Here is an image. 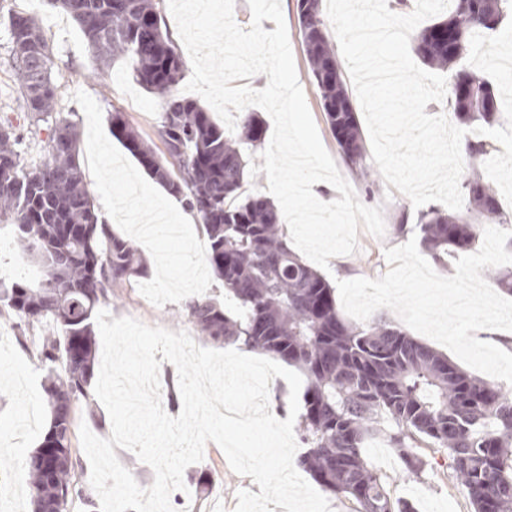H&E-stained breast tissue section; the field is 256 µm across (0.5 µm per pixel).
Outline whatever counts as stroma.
<instances>
[{
    "instance_id": "1",
    "label": "stroma",
    "mask_w": 512,
    "mask_h": 512,
    "mask_svg": "<svg viewBox=\"0 0 512 512\" xmlns=\"http://www.w3.org/2000/svg\"><path fill=\"white\" fill-rule=\"evenodd\" d=\"M281 6L298 79L321 142L358 200L368 206L382 207L385 220L383 237L359 230L356 253L330 258L327 277L333 282L359 277L378 278L389 268L386 249L402 245L409 239L408 234L397 231L398 217L404 214L413 219L417 211L406 196L398 192L388 193L384 178H377L375 185L369 187L351 175L325 121L308 71L299 37L296 0H281ZM24 7L20 0H0V122L15 127L22 137L21 148L27 159L38 161L43 156L49 131L47 127L37 128L29 124L18 99L10 55L8 19L11 13ZM25 8L38 16L53 47L59 111L67 113L79 130H86V117L72 99L75 91H85L99 104L103 114L115 110L125 112L141 136L155 149H162L159 135L161 102L134 81L130 60L97 68L85 50L81 32L69 15L52 7L48 0H36L35 4ZM139 283V278L133 277L113 290L112 299L106 306L112 317H133L153 327L184 331L198 346L207 347V340L185 316L183 304L155 306L140 294ZM44 375L34 347L22 346L8 320L0 317V472L12 470L21 475L18 489L23 493L28 490V484L23 480L26 461L39 446L50 424V412L44 401ZM365 454L369 463L387 477L392 495L409 500L416 512H471L468 500L449 482L443 459L433 460L431 470L415 479L408 476L401 458L387 445L384 436L368 438ZM184 482L185 490L174 491L170 497L175 512H234L239 491L255 493L259 490L252 477L231 470L221 448L212 442L207 443L203 460L187 467Z\"/></svg>"
}]
</instances>
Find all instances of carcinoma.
Returning <instances> with one entry per match:
<instances>
[{"label": "carcinoma", "instance_id": "obj_1", "mask_svg": "<svg viewBox=\"0 0 512 512\" xmlns=\"http://www.w3.org/2000/svg\"><path fill=\"white\" fill-rule=\"evenodd\" d=\"M76 23L97 66L121 58L133 79L162 101L164 151L141 137L125 114L112 112V135L153 178L182 198L203 225L207 261L223 282L228 309L209 296L185 303L187 317L215 344H236L301 369L308 379L297 431L307 451L301 466L325 490L356 505L355 512H415L393 497L386 479L368 465L363 444L382 433L421 477L423 449L448 460V470L473 512H512V393L476 379L378 316L365 325L344 320L335 288L289 246L281 210L243 190L252 156L265 139L255 112L237 115L229 135L197 100L174 92L184 68L153 0H50ZM448 17L410 35L421 62L450 73L448 112L472 130L503 116L493 84L467 65L470 38L493 31L512 0H451ZM299 34L325 119L349 170L368 175L367 149L325 23L322 0H297ZM451 31L455 47L434 39ZM19 97L30 124L51 134L43 158L28 162L9 122L0 123V223H7L23 257L39 266L34 281L0 277V315L18 342L45 329L39 357L47 366L44 392L51 422L27 462L33 512H67L83 490L73 481L74 402L87 396L96 371L94 317L112 289L145 273L131 242L112 234L84 181L75 124L56 110L53 48L37 18H9ZM493 151L472 136L461 152L477 163ZM463 212L419 213V244L434 260L475 243L477 222L507 224L497 194L480 174L465 178ZM495 284L512 294V266L495 271Z\"/></svg>", "mask_w": 512, "mask_h": 512}]
</instances>
